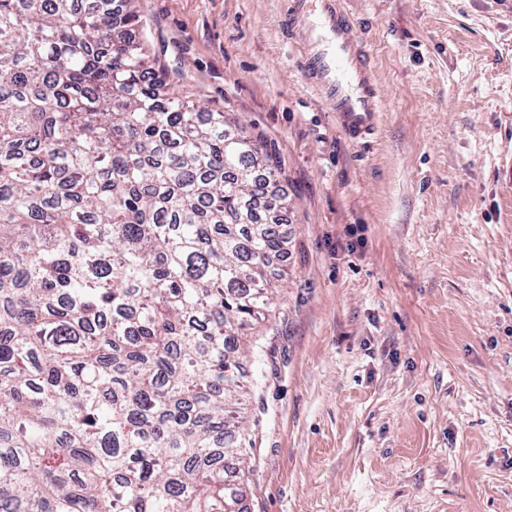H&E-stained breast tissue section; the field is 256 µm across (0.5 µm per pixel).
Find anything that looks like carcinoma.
Instances as JSON below:
<instances>
[{
	"mask_svg": "<svg viewBox=\"0 0 512 512\" xmlns=\"http://www.w3.org/2000/svg\"><path fill=\"white\" fill-rule=\"evenodd\" d=\"M131 0H0V512L245 498L243 330L288 211L261 145L127 37Z\"/></svg>",
	"mask_w": 512,
	"mask_h": 512,
	"instance_id": "obj_1",
	"label": "carcinoma"
}]
</instances>
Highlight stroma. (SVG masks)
<instances>
[{"mask_svg": "<svg viewBox=\"0 0 512 512\" xmlns=\"http://www.w3.org/2000/svg\"><path fill=\"white\" fill-rule=\"evenodd\" d=\"M344 5L382 101L366 145L307 85L285 0L134 2L170 89L288 193L246 339L248 512H512V0Z\"/></svg>", "mask_w": 512, "mask_h": 512, "instance_id": "stroma-1", "label": "stroma"}]
</instances>
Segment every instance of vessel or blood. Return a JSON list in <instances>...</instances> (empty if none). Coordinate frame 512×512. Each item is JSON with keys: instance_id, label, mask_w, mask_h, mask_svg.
Returning a JSON list of instances; mask_svg holds the SVG:
<instances>
[{"instance_id": "vessel-or-blood-1", "label": "vessel or blood", "mask_w": 512, "mask_h": 512, "mask_svg": "<svg viewBox=\"0 0 512 512\" xmlns=\"http://www.w3.org/2000/svg\"><path fill=\"white\" fill-rule=\"evenodd\" d=\"M344 0H288L289 16L306 19L301 67L308 85L336 114L352 142L374 138L381 98L369 55L343 8Z\"/></svg>"}]
</instances>
